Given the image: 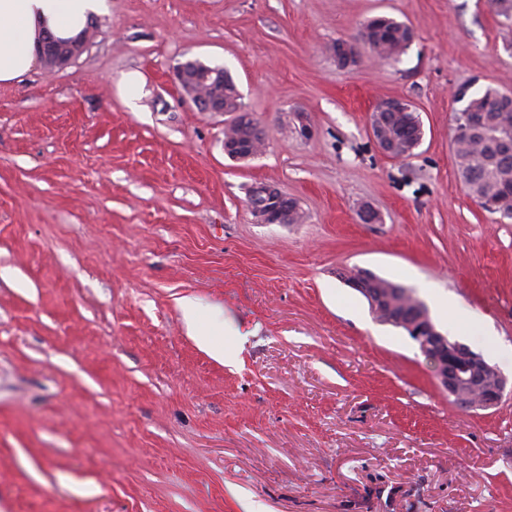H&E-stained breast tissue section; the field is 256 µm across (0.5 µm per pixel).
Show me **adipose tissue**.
Listing matches in <instances>:
<instances>
[{
    "mask_svg": "<svg viewBox=\"0 0 512 512\" xmlns=\"http://www.w3.org/2000/svg\"><path fill=\"white\" fill-rule=\"evenodd\" d=\"M103 0H0V82L35 69L45 33L77 36L102 11Z\"/></svg>",
    "mask_w": 512,
    "mask_h": 512,
    "instance_id": "obj_1",
    "label": "adipose tissue"
}]
</instances>
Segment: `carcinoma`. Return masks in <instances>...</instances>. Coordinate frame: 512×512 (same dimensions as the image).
Masks as SVG:
<instances>
[{
    "label": "carcinoma",
    "mask_w": 512,
    "mask_h": 512,
    "mask_svg": "<svg viewBox=\"0 0 512 512\" xmlns=\"http://www.w3.org/2000/svg\"><path fill=\"white\" fill-rule=\"evenodd\" d=\"M366 34L363 45L377 58L397 61L410 47L411 27L391 18L374 17L362 24ZM503 93L487 89L469 96L463 108L454 113L453 123H465L474 116L484 118L476 134L455 145V159L459 178L469 195L478 202L498 198L512 210V150L506 145L512 142V112H493L487 108L492 98ZM224 105L228 112L248 113L241 96L230 76L224 79ZM384 132L396 139L400 153L411 157L415 148L404 139V126L394 117L387 118ZM368 279L372 287L382 291L385 301L379 304V323L407 329V323L424 316L429 317L426 304L403 285L379 277L373 273Z\"/></svg>",
    "instance_id": "carcinoma-1"
}]
</instances>
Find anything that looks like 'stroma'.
Returning <instances> with one entry per match:
<instances>
[{"label":"stroma","instance_id":"stroma-1","mask_svg":"<svg viewBox=\"0 0 512 512\" xmlns=\"http://www.w3.org/2000/svg\"><path fill=\"white\" fill-rule=\"evenodd\" d=\"M385 15L399 61L332 51ZM67 66L0 83V512H512V395L459 409L339 273L413 289L512 378V223L457 176L460 90L512 93V19L488 0H106ZM228 71L268 146L224 153L181 61ZM386 99L424 138L387 157ZM313 128L303 138L295 113ZM257 182L299 224L257 223ZM379 211L377 224L357 212ZM237 329L236 359L189 334ZM467 311L449 328L438 298Z\"/></svg>","mask_w":512,"mask_h":512}]
</instances>
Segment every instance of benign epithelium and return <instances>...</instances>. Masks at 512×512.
<instances>
[{
  "label": "benign epithelium",
  "mask_w": 512,
  "mask_h": 512,
  "mask_svg": "<svg viewBox=\"0 0 512 512\" xmlns=\"http://www.w3.org/2000/svg\"><path fill=\"white\" fill-rule=\"evenodd\" d=\"M88 41V33L67 40L51 35L43 38L40 55L50 68H62L83 52ZM336 59L341 64H351L356 59L354 45L347 41L336 43ZM224 74L221 67L208 66L195 68L192 85L187 87V97L204 112H224V99L210 96L199 97L194 93L196 87L204 88L219 82ZM408 101L386 100L378 105L377 111L404 116L411 112ZM371 134L379 149L386 155L396 158V146L383 135L380 123L371 127ZM253 201L251 210L262 224L288 223L287 193L268 183H257L251 187ZM345 283L359 291L370 304L377 303L373 289L365 287L361 278L352 274L344 277ZM414 334L413 341L420 352L431 364L433 375L439 386L452 398L454 404L462 410H489L498 407L504 397L509 379L491 365L468 344L450 339L430 323L409 325Z\"/></svg>",
  "instance_id": "7a95c632"
}]
</instances>
